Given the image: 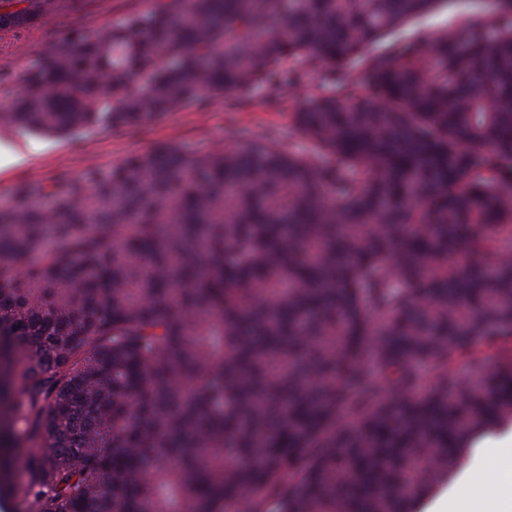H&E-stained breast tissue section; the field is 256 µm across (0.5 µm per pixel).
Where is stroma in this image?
Listing matches in <instances>:
<instances>
[{
  "instance_id": "obj_1",
  "label": "stroma",
  "mask_w": 512,
  "mask_h": 512,
  "mask_svg": "<svg viewBox=\"0 0 512 512\" xmlns=\"http://www.w3.org/2000/svg\"><path fill=\"white\" fill-rule=\"evenodd\" d=\"M148 4L149 0H90L84 14L63 10L28 29L0 30V110L12 104L27 68L41 60L46 43L66 28L78 24L100 32L128 11ZM312 84L309 77L298 84L286 80L275 96L262 89L213 96L141 124L100 126L68 137L36 135L0 124V208L37 186L79 177L91 167H112L164 142L210 150L244 146L257 135L271 133L295 149H307L308 138L291 115ZM9 149L21 150L26 161L8 163ZM505 448H512V430H496L481 440L464 470L440 495L427 500L423 512H464L466 496L486 494L485 478L498 470Z\"/></svg>"
}]
</instances>
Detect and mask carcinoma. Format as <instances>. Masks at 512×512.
<instances>
[{"mask_svg": "<svg viewBox=\"0 0 512 512\" xmlns=\"http://www.w3.org/2000/svg\"><path fill=\"white\" fill-rule=\"evenodd\" d=\"M21 2L0 30L87 7ZM450 2L152 0L47 45L0 122L322 80L305 151L165 143L0 210L17 512H420L512 426V0L397 36Z\"/></svg>", "mask_w": 512, "mask_h": 512, "instance_id": "carcinoma-1", "label": "carcinoma"}]
</instances>
